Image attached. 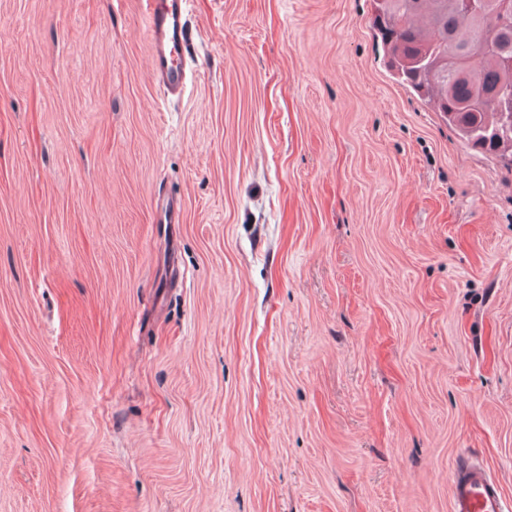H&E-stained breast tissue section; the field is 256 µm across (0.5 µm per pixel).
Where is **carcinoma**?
Returning a JSON list of instances; mask_svg holds the SVG:
<instances>
[{
	"instance_id": "cac0c4a2",
	"label": "carcinoma",
	"mask_w": 512,
	"mask_h": 512,
	"mask_svg": "<svg viewBox=\"0 0 512 512\" xmlns=\"http://www.w3.org/2000/svg\"><path fill=\"white\" fill-rule=\"evenodd\" d=\"M388 67L471 146L512 159V0H377Z\"/></svg>"
}]
</instances>
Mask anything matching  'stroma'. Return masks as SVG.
Segmentation results:
<instances>
[{"label": "stroma", "instance_id": "obj_1", "mask_svg": "<svg viewBox=\"0 0 512 512\" xmlns=\"http://www.w3.org/2000/svg\"><path fill=\"white\" fill-rule=\"evenodd\" d=\"M374 7L191 0L168 101L137 0H0V512L512 501V169ZM452 512H509L499 481L487 467L465 458L449 479Z\"/></svg>", "mask_w": 512, "mask_h": 512}]
</instances>
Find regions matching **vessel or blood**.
<instances>
[{
	"label": "vessel or blood",
	"mask_w": 512,
	"mask_h": 512,
	"mask_svg": "<svg viewBox=\"0 0 512 512\" xmlns=\"http://www.w3.org/2000/svg\"><path fill=\"white\" fill-rule=\"evenodd\" d=\"M190 0H140L147 27L151 68L168 95L185 90L192 59ZM451 512H512L499 481L476 460L464 459L449 479Z\"/></svg>",
	"instance_id": "b4317fda"
}]
</instances>
